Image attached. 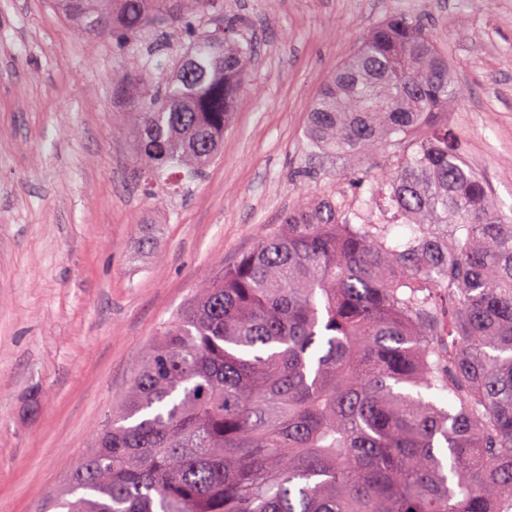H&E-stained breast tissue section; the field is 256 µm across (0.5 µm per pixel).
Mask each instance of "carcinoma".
<instances>
[{
	"label": "carcinoma",
	"instance_id": "1",
	"mask_svg": "<svg viewBox=\"0 0 512 512\" xmlns=\"http://www.w3.org/2000/svg\"><path fill=\"white\" fill-rule=\"evenodd\" d=\"M82 32L198 35L135 59L148 195L220 155L252 43L215 0H52ZM460 88L429 30L374 27L308 112L314 153L392 148L374 221L300 201L207 275L47 508L65 512H512V217L448 127ZM412 227L400 246L389 225ZM448 398V408L423 396Z\"/></svg>",
	"mask_w": 512,
	"mask_h": 512
}]
</instances>
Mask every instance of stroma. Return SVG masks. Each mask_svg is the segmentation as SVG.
<instances>
[{"label":"stroma","mask_w":512,"mask_h":512,"mask_svg":"<svg viewBox=\"0 0 512 512\" xmlns=\"http://www.w3.org/2000/svg\"><path fill=\"white\" fill-rule=\"evenodd\" d=\"M253 45L224 151L196 181L144 193L128 56L181 52L183 23L130 45L50 0H0V512H38L130 383L142 348L205 273L289 205L368 201L370 180L313 156L307 112L393 13L428 27L462 89L448 124L512 217V0H222Z\"/></svg>","instance_id":"35a3bbf8"}]
</instances>
